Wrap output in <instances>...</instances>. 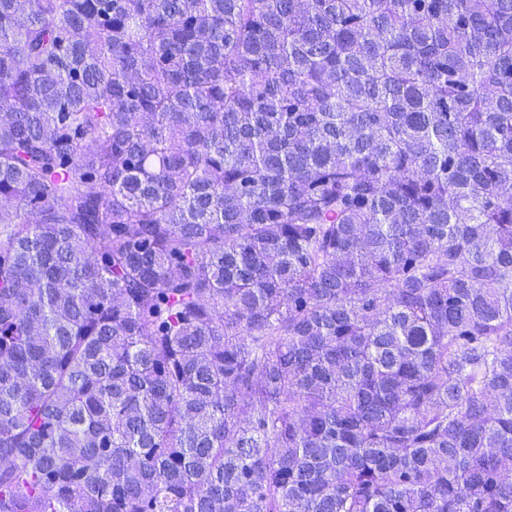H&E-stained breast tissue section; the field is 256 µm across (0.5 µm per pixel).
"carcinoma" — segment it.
Masks as SVG:
<instances>
[{
    "instance_id": "carcinoma-1",
    "label": "carcinoma",
    "mask_w": 512,
    "mask_h": 512,
    "mask_svg": "<svg viewBox=\"0 0 512 512\" xmlns=\"http://www.w3.org/2000/svg\"><path fill=\"white\" fill-rule=\"evenodd\" d=\"M0 512H512V0H0Z\"/></svg>"
}]
</instances>
